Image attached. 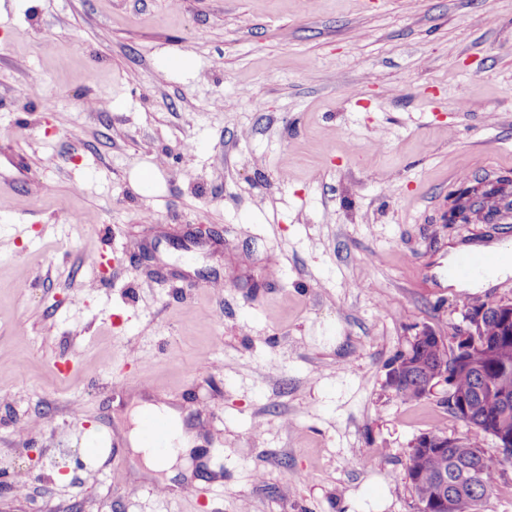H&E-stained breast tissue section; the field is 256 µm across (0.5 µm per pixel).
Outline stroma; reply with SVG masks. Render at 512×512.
<instances>
[{"label":"stroma","mask_w":512,"mask_h":512,"mask_svg":"<svg viewBox=\"0 0 512 512\" xmlns=\"http://www.w3.org/2000/svg\"><path fill=\"white\" fill-rule=\"evenodd\" d=\"M510 170L512 0H0V512H417L420 434L500 462L387 371L512 302L448 285L512 223L444 221ZM137 399L198 441L165 496ZM499 181L493 185L483 182H471L465 184L459 191L452 194L445 223L448 224H496L494 220L487 223L483 215L476 212V205L472 206L482 194L492 188H502L512 199V171L499 175Z\"/></svg>","instance_id":"35a3bbf8"}]
</instances>
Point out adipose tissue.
Segmentation results:
<instances>
[{
    "label": "adipose tissue",
    "mask_w": 512,
    "mask_h": 512,
    "mask_svg": "<svg viewBox=\"0 0 512 512\" xmlns=\"http://www.w3.org/2000/svg\"><path fill=\"white\" fill-rule=\"evenodd\" d=\"M151 412L157 416L165 418L171 428V441L174 445L172 451L165 456H158L154 449L143 447L139 428H132L129 433V442L133 452L139 455L144 467L153 473L163 471L173 472L177 467L179 457L184 454L191 444L190 437L184 431V424L180 413L165 404H152L149 407H136L132 412L133 420H140L143 412Z\"/></svg>",
    "instance_id": "1"
}]
</instances>
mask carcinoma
Segmentation results:
<instances>
[{"label": "carcinoma", "instance_id": "cac0c4a2", "mask_svg": "<svg viewBox=\"0 0 512 512\" xmlns=\"http://www.w3.org/2000/svg\"><path fill=\"white\" fill-rule=\"evenodd\" d=\"M472 370L461 371L452 348L437 349L416 368L414 376L404 377L394 389L396 396L405 400L418 399L421 380L436 372H446L454 380L457 392L466 397L468 410L448 408V412L466 425L483 431L506 430L512 434V403L501 407L491 400L503 381L512 383V355L497 356L480 344L468 353ZM416 496L432 500L441 485H448V493L461 502V512H481L497 482L498 469L484 453L471 442L448 448L423 451L411 450L406 465Z\"/></svg>", "mask_w": 512, "mask_h": 512}]
</instances>
